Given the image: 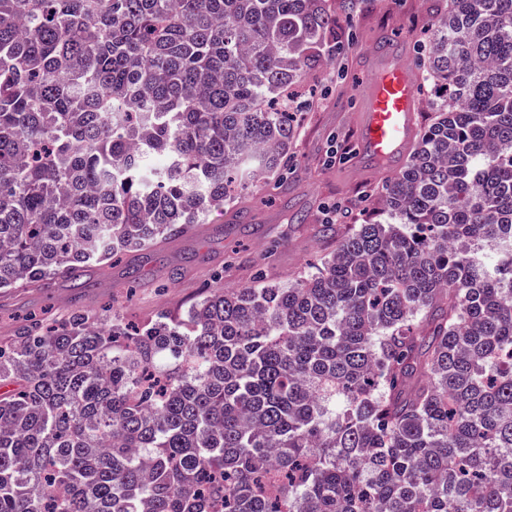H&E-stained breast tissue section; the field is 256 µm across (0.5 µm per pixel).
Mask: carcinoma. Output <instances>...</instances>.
<instances>
[{"mask_svg": "<svg viewBox=\"0 0 512 512\" xmlns=\"http://www.w3.org/2000/svg\"><path fill=\"white\" fill-rule=\"evenodd\" d=\"M440 95L315 271L0 340V512H512V0H440ZM329 0H0V290L284 170Z\"/></svg>", "mask_w": 512, "mask_h": 512, "instance_id": "cac0c4a2", "label": "carcinoma"}]
</instances>
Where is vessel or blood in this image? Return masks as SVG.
Returning a JSON list of instances; mask_svg holds the SVG:
<instances>
[{
    "label": "vessel or blood",
    "instance_id": "vessel-or-blood-1",
    "mask_svg": "<svg viewBox=\"0 0 512 512\" xmlns=\"http://www.w3.org/2000/svg\"><path fill=\"white\" fill-rule=\"evenodd\" d=\"M417 110L413 69L396 61L377 69L365 114L358 125L359 153L378 162L394 157L410 139Z\"/></svg>",
    "mask_w": 512,
    "mask_h": 512
}]
</instances>
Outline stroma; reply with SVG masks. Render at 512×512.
Segmentation results:
<instances>
[{"mask_svg":"<svg viewBox=\"0 0 512 512\" xmlns=\"http://www.w3.org/2000/svg\"><path fill=\"white\" fill-rule=\"evenodd\" d=\"M437 0H354L339 11L349 42L331 65L304 84L305 108L288 152V185L269 181L262 190L241 191L245 211L212 209L205 223L155 247L127 252L91 284L72 288H16L0 294V339L29 317L65 316L78 308L114 314L133 324L186 308L220 287H239L264 274L285 282L309 273L336 241L322 237L328 211L335 224L356 223L373 190L396 176L407 162L356 163L355 130L372 75L386 56L421 69L422 33Z\"/></svg>","mask_w":512,"mask_h":512,"instance_id":"1","label":"stroma"}]
</instances>
